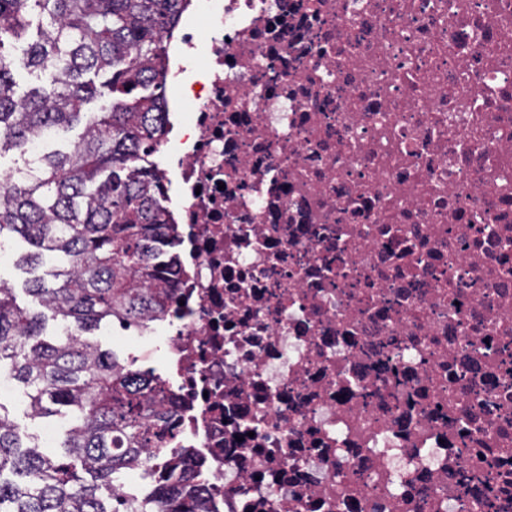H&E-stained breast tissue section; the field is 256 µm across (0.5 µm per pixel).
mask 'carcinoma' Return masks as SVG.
Listing matches in <instances>:
<instances>
[{"instance_id":"1","label":"carcinoma","mask_w":512,"mask_h":512,"mask_svg":"<svg viewBox=\"0 0 512 512\" xmlns=\"http://www.w3.org/2000/svg\"><path fill=\"white\" fill-rule=\"evenodd\" d=\"M187 2L0 0V156H21L0 187V236L30 245L20 265L60 260L28 282L34 308L0 286V375L22 385L32 416L69 420L63 451L51 456L0 413V512H127L119 494L107 503L98 490L148 458L179 453L146 409L162 377L141 375L86 334L114 320L137 327L169 298L154 258L163 199L150 157L165 135L166 40ZM7 42L27 44L26 67L49 74L51 88L17 92ZM97 100L71 150L27 154L29 144L73 129ZM45 309L73 336L46 340ZM6 471L17 479H4ZM198 507L184 482L137 512Z\"/></svg>"}]
</instances>
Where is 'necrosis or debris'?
I'll return each instance as SVG.
<instances>
[{"mask_svg": "<svg viewBox=\"0 0 512 512\" xmlns=\"http://www.w3.org/2000/svg\"><path fill=\"white\" fill-rule=\"evenodd\" d=\"M131 362L203 512H512V0H195Z\"/></svg>", "mask_w": 512, "mask_h": 512, "instance_id": "obj_1", "label": "necrosis or debris"}]
</instances>
